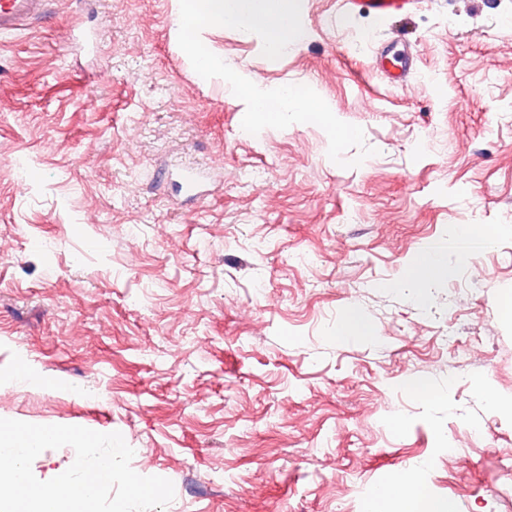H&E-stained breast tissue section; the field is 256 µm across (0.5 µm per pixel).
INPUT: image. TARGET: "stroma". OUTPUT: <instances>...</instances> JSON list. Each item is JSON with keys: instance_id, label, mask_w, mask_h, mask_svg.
<instances>
[{"instance_id": "1", "label": "stroma", "mask_w": 512, "mask_h": 512, "mask_svg": "<svg viewBox=\"0 0 512 512\" xmlns=\"http://www.w3.org/2000/svg\"><path fill=\"white\" fill-rule=\"evenodd\" d=\"M177 9L54 0L0 35V418L121 433L135 472L173 482L163 512H364L396 474L512 512V412L479 391L512 397V0L391 21L301 0L276 60L206 33L260 88L310 86L363 128L355 168L314 124L245 132ZM393 38L402 86L374 69ZM423 250L448 274L418 293ZM351 308L372 337L333 338Z\"/></svg>"}]
</instances>
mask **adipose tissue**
<instances>
[{
    "mask_svg": "<svg viewBox=\"0 0 512 512\" xmlns=\"http://www.w3.org/2000/svg\"><path fill=\"white\" fill-rule=\"evenodd\" d=\"M365 512H455V506L429 498L413 476L395 475L373 490Z\"/></svg>",
    "mask_w": 512,
    "mask_h": 512,
    "instance_id": "ef3b65f1",
    "label": "adipose tissue"
}]
</instances>
